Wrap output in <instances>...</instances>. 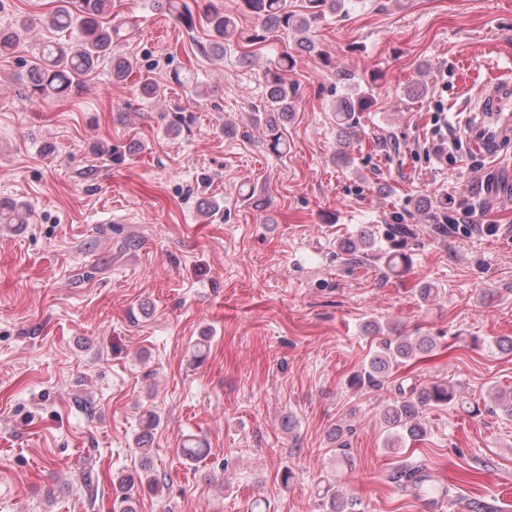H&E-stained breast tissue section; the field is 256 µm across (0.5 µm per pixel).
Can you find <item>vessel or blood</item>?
<instances>
[{
  "label": "vessel or blood",
  "instance_id": "1",
  "mask_svg": "<svg viewBox=\"0 0 512 512\" xmlns=\"http://www.w3.org/2000/svg\"><path fill=\"white\" fill-rule=\"evenodd\" d=\"M467 109L461 127L465 141L474 149L495 154L501 141L512 135V77L485 81Z\"/></svg>",
  "mask_w": 512,
  "mask_h": 512
}]
</instances>
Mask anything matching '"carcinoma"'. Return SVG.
<instances>
[{
  "label": "carcinoma",
  "instance_id": "cac0c4a2",
  "mask_svg": "<svg viewBox=\"0 0 512 512\" xmlns=\"http://www.w3.org/2000/svg\"><path fill=\"white\" fill-rule=\"evenodd\" d=\"M169 8L175 10L178 21L188 31L197 24L206 26L210 42L202 50L210 51L219 60L224 59L226 45L237 43L242 49V60L247 61L262 48L282 40L284 35H292L301 45L315 48L312 27L326 14L340 12L341 0H305L304 11H298L293 0H236L237 11L254 15L260 24L244 32L236 23V15L230 11L209 10L202 15L193 14L187 4H177V0H167ZM109 11V0H77L71 4L62 0L56 9L44 20L51 29L61 33H73L75 38L67 41H47L32 54L28 69L31 90L42 99L55 97L73 88H80L104 60L112 61V81L120 83L134 69V61L124 55L112 52V45L129 35L125 22L114 24L102 18ZM33 26L28 18L15 20L13 25L0 28V56H8L21 39L26 37ZM294 66L293 55L288 49L280 51L274 67L264 72L266 97L263 107L255 110V122L264 127L267 146L277 151L284 145L283 132L279 120L292 111L297 97L294 84L288 82V71ZM141 97L147 100H162L164 90L148 74H141L139 88ZM362 103V97L352 100L342 97L336 102V124L346 134L344 145L351 147V137L355 136L356 121L354 112ZM29 210L13 203L0 202V224H26ZM432 231L439 236L448 235V224L444 222V206L439 204L429 209ZM411 234L405 224H388L384 230H364L359 245L348 244L346 251L353 254L358 250L377 251L384 259L385 266L392 270L409 263L407 254L400 248L405 238ZM385 236L397 242L398 248L386 250L380 246L378 237ZM368 327L376 337L377 346L368 362L355 373L350 386L371 390L384 387L392 369L402 363L432 353L436 339L430 336H387L384 327L371 321ZM454 387L433 383L421 385L412 383L398 387V396L380 410V420L387 432V445H395L403 439L421 441L427 435L423 422L424 411L457 403ZM501 411L512 418V393L496 392L493 396L492 412ZM151 449H139V470L134 474L117 479L122 496L120 512H135V496L141 488L154 490L159 482L153 475L150 460ZM394 483L421 496L435 492L437 487L422 466L397 471L391 475ZM359 503L346 498L339 492L331 494L326 512H360Z\"/></svg>",
  "mask_w": 512,
  "mask_h": 512
}]
</instances>
